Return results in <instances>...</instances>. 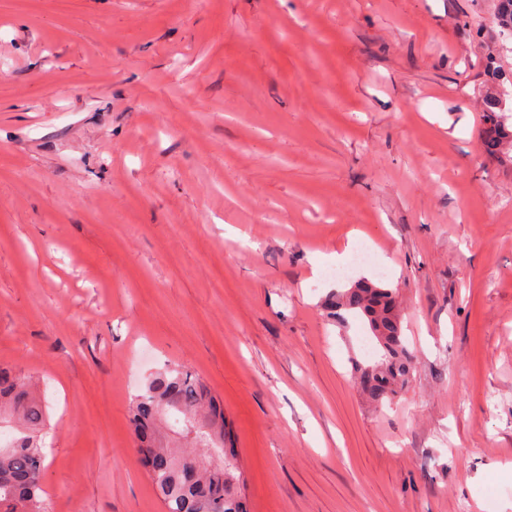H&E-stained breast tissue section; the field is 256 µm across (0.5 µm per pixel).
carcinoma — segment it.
<instances>
[{"label":"carcinoma","mask_w":512,"mask_h":512,"mask_svg":"<svg viewBox=\"0 0 512 512\" xmlns=\"http://www.w3.org/2000/svg\"><path fill=\"white\" fill-rule=\"evenodd\" d=\"M494 21L512 34V0H498ZM487 104L485 149L511 161L512 112L506 111L501 94ZM324 308L341 323L351 317L368 325L379 358L372 364L356 363L355 379L374 405L392 400L414 370L404 346L396 290L360 280L330 293ZM45 420V406L30 379L1 365L0 423H14L18 436L0 445V512H46L40 443ZM131 421L137 447L149 449L144 467L165 512H248L238 451L226 447L232 428L224 408L197 376L178 364L165 366L135 396Z\"/></svg>","instance_id":"obj_1"}]
</instances>
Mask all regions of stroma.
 I'll return each instance as SVG.
<instances>
[{"mask_svg":"<svg viewBox=\"0 0 512 512\" xmlns=\"http://www.w3.org/2000/svg\"><path fill=\"white\" fill-rule=\"evenodd\" d=\"M495 10L0 0V363L48 404L47 512H164L129 408L172 363L223 403L250 512H512ZM362 278L415 365L381 408L351 375L366 326L323 309ZM506 94H496L488 99L489 111L486 114L489 128L484 138L486 151L497 159L512 161V112L505 109Z\"/></svg>","mask_w":512,"mask_h":512,"instance_id":"stroma-1","label":"stroma"}]
</instances>
